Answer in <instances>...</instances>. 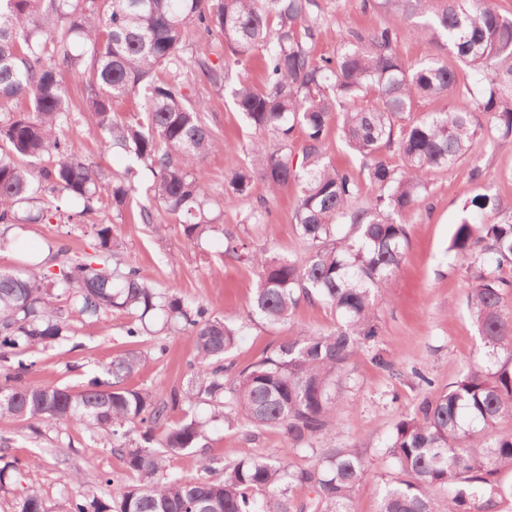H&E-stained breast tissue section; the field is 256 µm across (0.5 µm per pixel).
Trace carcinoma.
<instances>
[{"label": "carcinoma", "mask_w": 512, "mask_h": 512, "mask_svg": "<svg viewBox=\"0 0 512 512\" xmlns=\"http://www.w3.org/2000/svg\"><path fill=\"white\" fill-rule=\"evenodd\" d=\"M434 2L379 5L395 22L424 18L415 33L446 41L460 71L436 59L407 64L391 24L352 32L336 58L322 57L315 52L318 0H0V101L11 104L0 112V250L14 245L16 230L61 218L63 204L82 215L129 209L144 169L152 175L150 200L180 226L185 247L220 234L224 255L256 269L249 319L285 323L303 301L336 313L330 332H304L235 371L226 355L241 326L174 286L146 283L139 268L119 260L111 224L94 225L92 252L82 257L47 240L0 269V361L9 363L0 375V424L79 422L92 435L108 432L139 478L110 503L76 500L70 512H353L368 460L337 446L332 433L346 408L353 359L370 350L377 367H392L371 343L379 336L380 301L409 243L403 217L423 201L430 172L455 166L484 133L512 136V15L493 0ZM190 30L201 44L220 33L229 56L215 62L201 50L184 59ZM256 53L262 85L241 80L232 98L259 136L248 167L232 170L220 195L197 167L223 143L176 75L187 70L222 91L230 65ZM466 68L490 75L471 85ZM166 69L174 76L158 75ZM69 72L82 78L79 107L65 86ZM425 98L455 102L415 115ZM127 99L141 101L133 120L118 114ZM77 112L89 114L105 144L130 158L122 174L105 177L65 136ZM337 119L340 140L378 188L361 204L358 176L327 159L326 133ZM385 151L400 164H390ZM256 178L268 198L240 212L238 224L271 223L269 198L296 185L293 219L304 258L270 256L224 229V207L250 197ZM464 208L500 214L488 193L467 198ZM448 253L468 259L466 303L481 346L461 378L402 414L383 441L394 476L379 512H490L497 500L512 498V485L500 481L512 472V431L498 429L512 417V304L505 298L512 281L500 275L512 266V216L464 219ZM115 311L131 317L129 337L151 333L159 317L192 337L185 386L160 393L127 385L142 364L137 350L113 359L105 377L80 390L26 381L36 362L20 355L69 341L70 314L98 321ZM201 403L214 409L208 420L191 414ZM217 419L279 427L296 444L322 438L325 447L299 470L289 469L284 454L226 463L219 479L208 476L207 460L199 477L168 473L167 456L196 447ZM292 485L313 496L293 505ZM16 512H46V505L28 490Z\"/></svg>", "instance_id": "cac0c4a2"}]
</instances>
